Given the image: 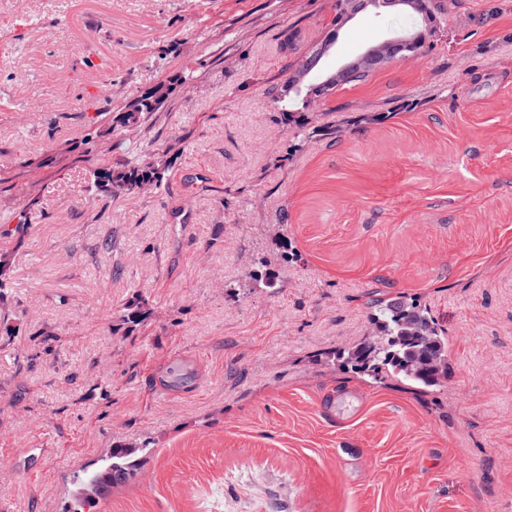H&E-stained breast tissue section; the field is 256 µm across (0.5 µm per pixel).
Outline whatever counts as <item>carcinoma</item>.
I'll use <instances>...</instances> for the list:
<instances>
[{
	"mask_svg": "<svg viewBox=\"0 0 512 512\" xmlns=\"http://www.w3.org/2000/svg\"><path fill=\"white\" fill-rule=\"evenodd\" d=\"M166 94V86H157L132 101L127 110L116 115L113 121L122 126L137 123L141 115L153 111ZM92 178L98 190L106 188L111 193L132 194L138 192L144 183L156 188L161 186L164 170L158 164L143 159L119 171L96 168ZM249 278L255 288L276 287L275 277L266 269L262 259L254 262ZM12 285L11 256L7 252H0L1 302L11 291ZM370 309L372 336L347 350L331 352L329 357L359 367L379 380L408 382L422 391L441 387L448 380L451 350L447 333L431 312L406 299L375 300ZM150 315L146 300L134 297L125 304L120 321L138 325ZM148 451L145 444L114 446L100 459V465L80 480L68 512H97L98 505L112 493L113 488L135 477Z\"/></svg>",
	"mask_w": 512,
	"mask_h": 512,
	"instance_id": "carcinoma-1",
	"label": "carcinoma"
}]
</instances>
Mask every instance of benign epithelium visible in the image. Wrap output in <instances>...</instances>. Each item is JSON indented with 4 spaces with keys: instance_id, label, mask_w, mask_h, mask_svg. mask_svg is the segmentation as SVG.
<instances>
[{
    "instance_id": "benign-epithelium-1",
    "label": "benign epithelium",
    "mask_w": 512,
    "mask_h": 512,
    "mask_svg": "<svg viewBox=\"0 0 512 512\" xmlns=\"http://www.w3.org/2000/svg\"><path fill=\"white\" fill-rule=\"evenodd\" d=\"M373 8L384 13L395 10H414L423 16L426 26L432 25L424 0H344L342 13L344 18L350 20ZM420 41L421 33L416 32L393 36L371 44L335 70L321 73L314 84L315 98L322 100L331 96L343 83L357 74L383 68L400 58L417 56V47ZM335 43V36L328 35L309 48L306 53L305 66L300 70L298 80L301 81L309 76L312 66L327 56Z\"/></svg>"
}]
</instances>
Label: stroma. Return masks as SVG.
<instances>
[{"label": "stroma", "instance_id": "35a3bbf8", "mask_svg": "<svg viewBox=\"0 0 512 512\" xmlns=\"http://www.w3.org/2000/svg\"><path fill=\"white\" fill-rule=\"evenodd\" d=\"M447 7L306 108L278 94L334 0H0V225L28 224L0 237V512H65L143 441L100 512H512V0ZM421 26L357 15L322 65ZM142 159L161 188L92 186ZM259 258L275 288L245 287ZM136 296L150 318L114 331ZM400 297L448 333L437 391L326 360ZM177 363L189 394L159 393ZM167 87L163 85L157 86L146 95H141L128 106L126 112H120L113 118V122L120 123L122 126H130L136 124L143 113L152 112L167 94ZM147 445H116L100 459L101 464L80 480L68 512H97L112 488L132 480L146 460Z\"/></svg>", "mask_w": 512, "mask_h": 512}]
</instances>
